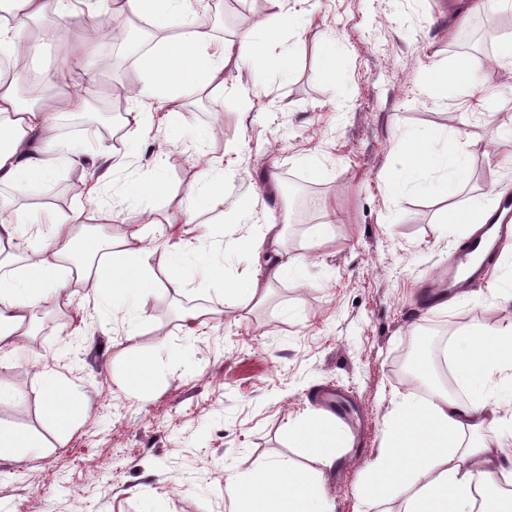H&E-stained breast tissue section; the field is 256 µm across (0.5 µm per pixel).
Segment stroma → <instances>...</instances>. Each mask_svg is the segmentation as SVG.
<instances>
[{"mask_svg":"<svg viewBox=\"0 0 512 512\" xmlns=\"http://www.w3.org/2000/svg\"><path fill=\"white\" fill-rule=\"evenodd\" d=\"M300 9L312 23L283 36L290 70L257 74L241 64L223 95L189 106L175 130H152L163 146L157 163L105 186L108 201L128 182L148 186L159 177L165 189L151 207L195 206L185 192L203 151L223 162L224 205L208 213V230L180 225V236L197 241L179 272L186 286L154 290L140 320L120 309L98 314L92 294L76 288L86 321L67 308H43L34 354L0 363V386L11 392L0 401V427L43 434L38 392L48 371L78 390L87 413L71 436L25 449L18 461L0 459V512H230L225 470L243 476L272 461L307 465L291 431L318 415L308 396L326 384L349 391L363 417L359 447L324 477L333 512H358V490L396 405L429 398L434 384L458 388L439 370L437 343L512 319L506 263L459 303L420 307L421 285L442 273L468 235L463 225L441 223L436 198L391 193L402 169L400 136L431 128L455 136L469 161L451 198L456 208L512 194V120L498 105L478 103L512 93V65L493 62L512 24L488 32L472 18L462 34L448 35V0H302ZM132 39L148 37L136 30L90 49L101 105L145 78L136 55L125 52ZM331 42L330 63L322 50ZM461 63L476 87L441 97L434 83ZM304 156L315 165L301 164ZM85 177L66 168L51 195L37 182L0 195L22 210L84 206L83 237L143 225L134 197L115 223H98L82 195ZM322 200L338 223H324ZM271 222L283 228L301 274L273 285L258 304L229 306L225 290L242 268L241 243ZM218 250L226 256L219 278L205 262ZM193 302L214 315L189 336L181 310ZM162 343L174 356L159 354ZM411 354L429 367L428 379L414 385L402 372ZM142 361L155 362L153 374L124 390L129 366Z\"/></svg>","mask_w":512,"mask_h":512,"instance_id":"stroma-1","label":"stroma"}]
</instances>
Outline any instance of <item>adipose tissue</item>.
<instances>
[{"label": "adipose tissue", "mask_w": 512, "mask_h": 512, "mask_svg": "<svg viewBox=\"0 0 512 512\" xmlns=\"http://www.w3.org/2000/svg\"><path fill=\"white\" fill-rule=\"evenodd\" d=\"M9 2L8 16H0V53L7 55L14 74H0V186L23 192L32 182L54 181L61 168L91 163L95 172L85 185V198L96 204L102 224L115 223L119 216L116 206L100 203L104 183L124 172L140 152L92 155L56 134L58 116L87 111L95 94L87 63L89 47L111 37L113 23L130 15L150 19L160 30L158 41L141 58L146 79L129 96L128 123L148 131L157 123L170 122L192 100L223 92L227 74L238 70L241 62L267 68L271 49L283 38L285 0H268L270 16L254 20L238 42L212 39L202 19L208 0H197L194 13L189 12L187 0H111L110 23L86 21L61 66L47 75L55 95L28 105L18 95L16 75L30 68L39 47L20 40L18 33L50 14L60 24H68L72 13L63 0ZM78 72L87 80L84 89L75 91L71 84ZM402 142L412 148L413 157L393 184V194L444 198L468 169L465 154L437 131L409 132ZM84 221L80 206L25 221L0 218V357L24 348L34 336L40 307L71 303L60 274L73 275L75 283L88 288L99 312L121 305L129 319L136 320L158 286L155 265L177 267L195 247L189 239L172 246L149 241L136 230L94 242L87 259L77 266L73 228ZM36 228L42 232L39 245L26 256L21 273L9 272L19 236ZM247 246L259 269L243 272L248 281L246 301L263 299L274 284L300 268L286 250L278 225H264ZM451 360L464 396L439 389L430 398L397 405L387 423L384 445L368 465V478L360 489L364 504L394 502L397 512H501L500 501L490 491L512 485V452L498 432L501 418L489 376L496 370L512 372V328L462 334L452 347ZM39 398L51 431L64 436L77 427L82 408L68 384L47 375ZM294 435L314 448L316 469L306 474L285 463H271L245 477L226 474L224 497L232 512H331L324 473L340 457L346 442L343 429L314 417L301 422Z\"/></svg>", "instance_id": "obj_1"}]
</instances>
